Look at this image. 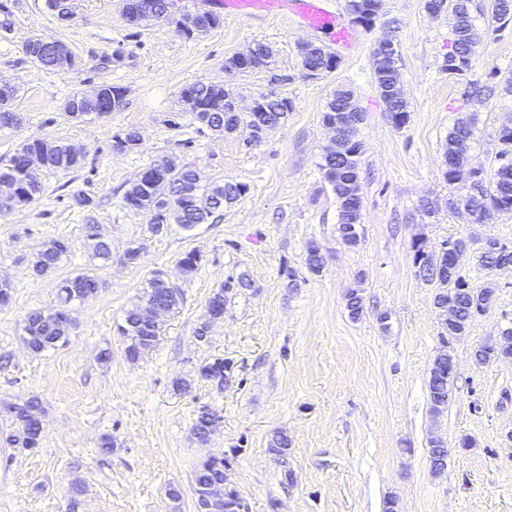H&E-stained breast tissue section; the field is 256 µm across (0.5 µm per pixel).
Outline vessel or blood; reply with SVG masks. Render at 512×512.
Returning a JSON list of instances; mask_svg holds the SVG:
<instances>
[{
    "label": "vessel or blood",
    "mask_w": 512,
    "mask_h": 512,
    "mask_svg": "<svg viewBox=\"0 0 512 512\" xmlns=\"http://www.w3.org/2000/svg\"><path fill=\"white\" fill-rule=\"evenodd\" d=\"M213 4L231 17L288 16L347 55L360 47L359 31L332 10L328 0H213Z\"/></svg>",
    "instance_id": "obj_1"
}]
</instances>
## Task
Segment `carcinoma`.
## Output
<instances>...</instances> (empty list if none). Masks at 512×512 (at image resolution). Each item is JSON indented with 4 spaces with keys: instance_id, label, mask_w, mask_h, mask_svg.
I'll list each match as a JSON object with an SVG mask.
<instances>
[{
    "instance_id": "obj_1",
    "label": "carcinoma",
    "mask_w": 512,
    "mask_h": 512,
    "mask_svg": "<svg viewBox=\"0 0 512 512\" xmlns=\"http://www.w3.org/2000/svg\"><path fill=\"white\" fill-rule=\"evenodd\" d=\"M446 9L455 17L453 28L459 35L458 45L478 44L475 19L480 16L487 23L491 33L501 35L512 27V9L502 10L479 8L467 11L462 0H441ZM374 82L379 96L389 113L393 124L401 127L409 118V102L401 94L399 65L377 51L374 53ZM17 90L10 94L0 93V128L13 127L19 124L20 117L13 112L11 105ZM238 93L223 85L195 83L181 93L184 111L190 113L198 123L199 131L207 130L217 136L233 135L240 132L244 135L243 143H261L267 136L284 123L288 113L293 111V102L286 97L275 99L260 94L263 104L258 112H235L233 103ZM354 94L348 89H339L328 99L322 112L323 124L327 125L336 119L341 112L353 113L354 122L350 135L349 152L351 158L336 161L325 155L322 157L320 169L325 182L339 202L340 222L338 232L342 241L355 245L359 241V233L354 226L360 224L361 210L356 208L354 199L360 190L359 165L362 154V143L356 139L359 125L364 120L363 112L353 102ZM474 118L457 121L448 131V149L446 152L445 177L449 183H459L467 190V194H459L448 198V210L456 211L460 202L471 197L474 210L471 212L477 224H488L500 214L512 212V129H502L499 141L503 145L496 154L497 164L489 178L482 172L470 167V142L473 139ZM137 132L128 130L114 136L113 147L121 152L138 148ZM29 151L41 153L42 169L47 171H75L84 167L85 153L73 145L59 141L36 139L21 144L12 155L0 159V187L12 189L8 201L0 199L10 209L33 203L43 193L40 174H29L25 171V156ZM248 186L238 181H227L223 184H206L201 173L192 166L178 167L168 158L154 160L125 186L122 196L123 204L144 214L149 230L158 234L168 224H181L191 227L195 224H216L224 216V205L232 204L245 196ZM85 238L90 243L94 255L102 260L110 259L111 250L99 233V225L91 222L84 225ZM69 245L61 239L45 242L37 254L33 264L36 275L42 276L54 269L68 254ZM419 276L433 281L430 275L433 265L441 262V258L424 254L416 258ZM479 262L489 269L498 263L512 264V243L501 242L496 255L482 252ZM101 287L98 278L88 272L78 273L62 280L58 284L59 305L55 309L39 310L27 316L24 325V338L30 350L41 353L60 344H65L73 329L67 305L74 301H82L96 294ZM448 287L452 289L450 297L454 299L458 310L457 322L445 325L444 330L449 336H462L466 333L475 315L482 313L480 301L471 286L461 275H450ZM226 288L220 287L212 293L207 306L205 319L197 327L195 335L203 338L208 335L210 324L215 317L224 314ZM144 300L154 301L170 310L178 304V297L168 294L166 287L155 277L151 278L144 292ZM142 307L137 306L127 311L119 331L125 338L124 349L126 359L131 363L138 362L151 350L160 333V323L141 317ZM224 360L216 358L199 368V377L210 381L218 388L224 386ZM452 377L447 373L430 368L428 382L431 411L437 415L447 406L452 397ZM9 412L17 425L15 433L7 437V441L21 448H36L40 444L44 432L42 408L35 399H27L9 406ZM220 423V416L211 409H202L193 420L192 434L200 443L208 441L210 435ZM227 465L224 459L207 456L197 464L194 471V493L196 500L206 499L209 512H239L241 503L235 489L229 487L218 497L212 496V489L224 488V471Z\"/></svg>"
}]
</instances>
